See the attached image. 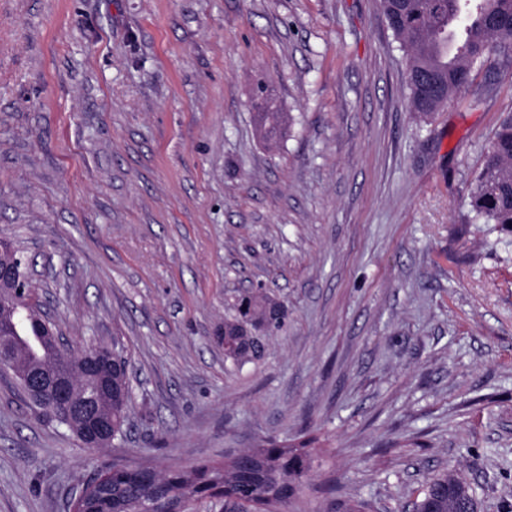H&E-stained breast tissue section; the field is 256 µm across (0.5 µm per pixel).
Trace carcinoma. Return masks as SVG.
Here are the masks:
<instances>
[{
    "label": "carcinoma",
    "mask_w": 512,
    "mask_h": 512,
    "mask_svg": "<svg viewBox=\"0 0 512 512\" xmlns=\"http://www.w3.org/2000/svg\"><path fill=\"white\" fill-rule=\"evenodd\" d=\"M389 29L407 64L411 110L426 122L466 88L474 68L490 55L512 62V0H381ZM463 20V34L448 53V26ZM470 208L487 224L512 232V114L504 117L486 149L476 177ZM246 315L264 320L270 301L246 296ZM239 320L224 321L227 354L241 349L235 336ZM311 440L295 445L270 441L237 454L230 462H204L190 471L173 470L148 480L137 471L112 470L108 480L84 482L75 512H198L199 503L224 497V512H271L286 506L310 469ZM459 482L449 473L430 477L413 504L414 512H448V498L439 493Z\"/></svg>",
    "instance_id": "cac0c4a2"
}]
</instances>
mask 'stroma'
<instances>
[{
  "label": "stroma",
  "mask_w": 512,
  "mask_h": 512,
  "mask_svg": "<svg viewBox=\"0 0 512 512\" xmlns=\"http://www.w3.org/2000/svg\"><path fill=\"white\" fill-rule=\"evenodd\" d=\"M510 113L495 54L419 122L380 0H0V239L132 391L124 440L92 450L0 375V512H66L112 461L305 438L284 512H413L448 471L512 512V234L469 207ZM245 293L288 316L238 366Z\"/></svg>",
  "instance_id": "stroma-1"
}]
</instances>
